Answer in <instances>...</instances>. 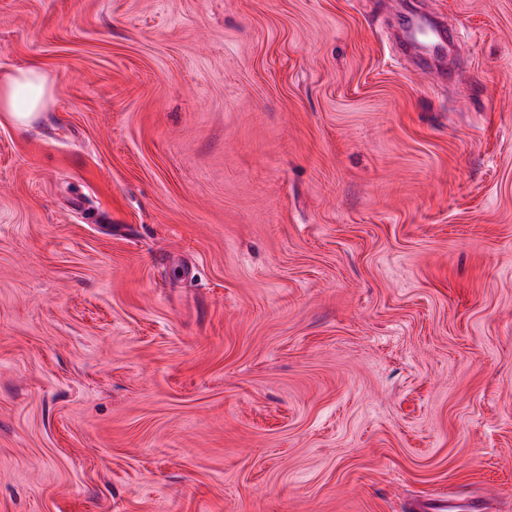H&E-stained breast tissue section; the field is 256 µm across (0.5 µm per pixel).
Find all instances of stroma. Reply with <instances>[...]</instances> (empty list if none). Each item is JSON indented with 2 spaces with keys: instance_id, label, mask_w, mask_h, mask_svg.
Instances as JSON below:
<instances>
[{
  "instance_id": "35a3bbf8",
  "label": "stroma",
  "mask_w": 512,
  "mask_h": 512,
  "mask_svg": "<svg viewBox=\"0 0 512 512\" xmlns=\"http://www.w3.org/2000/svg\"><path fill=\"white\" fill-rule=\"evenodd\" d=\"M30 63L0 512H512V0H0ZM412 19L436 33L435 43L425 44L420 48L423 49L422 52L425 54L437 55V62L443 65L448 57V50L450 51L453 48V40L447 35L442 25H439L429 13H418ZM427 28H420L417 32L426 35ZM458 507V502L448 499L447 494H437L416 501L408 510L410 512H453Z\"/></svg>"
}]
</instances>
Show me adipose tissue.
<instances>
[{"instance_id":"adipose-tissue-1","label":"adipose tissue","mask_w":512,"mask_h":512,"mask_svg":"<svg viewBox=\"0 0 512 512\" xmlns=\"http://www.w3.org/2000/svg\"><path fill=\"white\" fill-rule=\"evenodd\" d=\"M48 77L36 65L0 72V116L17 127L29 126L44 106Z\"/></svg>"}]
</instances>
